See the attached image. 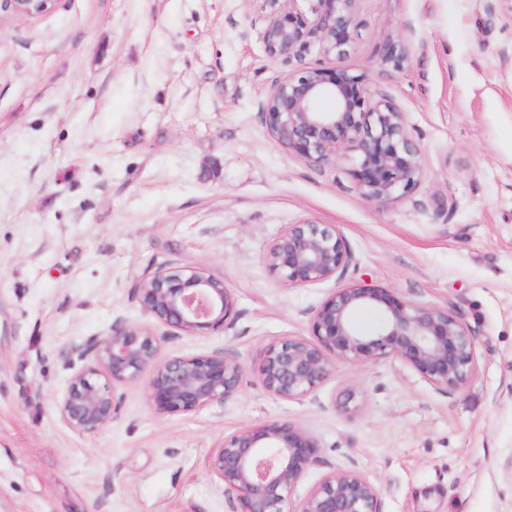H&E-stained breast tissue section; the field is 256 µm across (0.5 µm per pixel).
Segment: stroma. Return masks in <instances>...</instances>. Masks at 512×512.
Returning <instances> with one entry per match:
<instances>
[{"instance_id":"1","label":"stroma","mask_w":512,"mask_h":512,"mask_svg":"<svg viewBox=\"0 0 512 512\" xmlns=\"http://www.w3.org/2000/svg\"><path fill=\"white\" fill-rule=\"evenodd\" d=\"M355 23L328 64L401 107L424 161L385 207L358 193L354 153L318 166L268 134L271 87L321 54L269 60L258 0H58L0 19V512H225L211 454L274 420L317 445L292 502L353 468L382 512H512V68L497 56L512 0H358ZM393 44L397 72L382 64ZM303 222L336 226L351 260L289 288L265 254ZM183 266L231 289L225 328L186 335L141 307L140 276ZM355 285L461 317L476 377L446 391L397 359L340 360L301 399L267 394L264 349L311 336L325 296ZM119 324L164 337L166 358L236 355L238 392L164 413L149 368L118 387L112 422L70 428L57 404Z\"/></svg>"}]
</instances>
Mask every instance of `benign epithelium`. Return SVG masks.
Listing matches in <instances>:
<instances>
[{"mask_svg": "<svg viewBox=\"0 0 512 512\" xmlns=\"http://www.w3.org/2000/svg\"><path fill=\"white\" fill-rule=\"evenodd\" d=\"M56 0H4L13 15L51 11ZM299 0H262L265 24L259 37L267 57L286 60L319 45L326 59L342 57L355 40L357 0H313L312 17ZM328 101L326 109L314 108ZM268 133L288 152L328 165L343 151L358 158L359 194L369 203H397L422 181L419 144L407 131L404 112L358 76L317 62L287 74L262 104ZM269 267L288 288L329 280L343 272L350 254L332 226L290 224L266 254ZM139 301L160 323L188 335L224 328L235 297L224 280L194 267H161L138 282ZM360 309L381 313L377 325L357 327ZM164 337L129 326L87 345L93 364L75 372L58 409L82 433L112 421L116 388L152 367L150 397L162 412H192L222 402L239 389L243 365L233 355L161 356ZM397 358L439 389L461 390L476 376V338L446 308L404 301L378 288H336L315 309L312 338L285 336L265 349L259 369L263 388L284 401L298 400L323 385L335 362ZM316 445L289 421L245 427L224 438L209 460L224 484L228 512H381L380 489L354 469L327 473L299 503L290 495L313 460Z\"/></svg>", "mask_w": 512, "mask_h": 512, "instance_id": "7a95c632", "label": "benign epithelium"}]
</instances>
